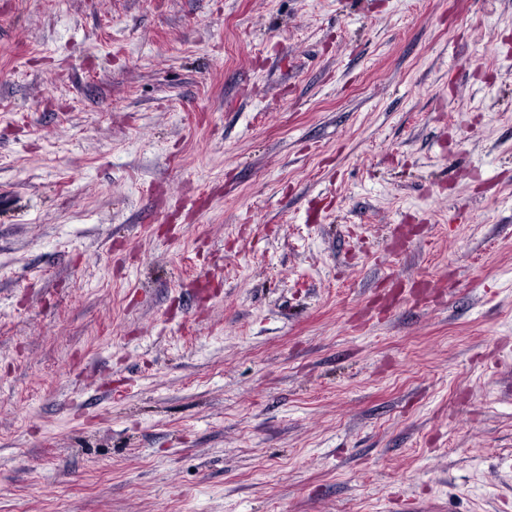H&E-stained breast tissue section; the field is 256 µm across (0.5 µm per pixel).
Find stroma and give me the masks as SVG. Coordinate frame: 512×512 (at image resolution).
I'll list each match as a JSON object with an SVG mask.
<instances>
[{
    "instance_id": "stroma-1",
    "label": "stroma",
    "mask_w": 512,
    "mask_h": 512,
    "mask_svg": "<svg viewBox=\"0 0 512 512\" xmlns=\"http://www.w3.org/2000/svg\"><path fill=\"white\" fill-rule=\"evenodd\" d=\"M0 512H512V0H0Z\"/></svg>"
}]
</instances>
